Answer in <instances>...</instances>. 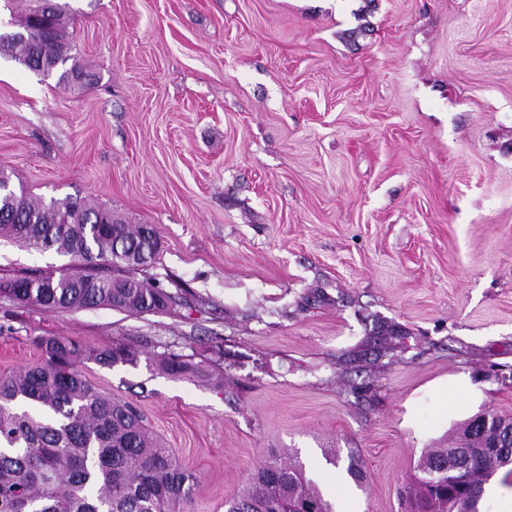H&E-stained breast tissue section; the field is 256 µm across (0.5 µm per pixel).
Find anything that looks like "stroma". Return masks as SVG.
<instances>
[{"label":"stroma","mask_w":512,"mask_h":512,"mask_svg":"<svg viewBox=\"0 0 512 512\" xmlns=\"http://www.w3.org/2000/svg\"><path fill=\"white\" fill-rule=\"evenodd\" d=\"M66 3L88 78L0 51V168L154 225L146 275L188 303L0 297V375L36 336L125 342L137 365L78 369L196 474L183 512H224L274 456L334 512H403L424 451L512 418V0ZM81 268L0 237V278ZM167 350L206 377L155 369Z\"/></svg>","instance_id":"stroma-1"}]
</instances>
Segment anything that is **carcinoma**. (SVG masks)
Listing matches in <instances>:
<instances>
[{
	"mask_svg": "<svg viewBox=\"0 0 512 512\" xmlns=\"http://www.w3.org/2000/svg\"><path fill=\"white\" fill-rule=\"evenodd\" d=\"M67 6L51 0L48 24L27 40L2 39L1 48L19 49L30 69L60 72L59 81L76 83L82 72L66 38ZM78 206L81 224H67ZM0 234L35 249H55L73 259L101 261L116 268L143 267L158 252L150 224L132 226L112 210L84 200L48 203L13 189L0 192ZM0 296L45 310L109 306L133 313L164 311L178 296L151 288L129 275L55 273L0 279ZM41 358L17 373L0 376V512H180L197 486L194 472L152 435L148 418L133 404L100 392L77 370L83 355L112 367L135 365L140 352L116 341L88 349L60 336L34 339ZM151 362L171 376L201 375L197 365L173 352ZM502 419L474 431L470 420L459 440L468 449L473 496L429 473L456 457L458 446L435 448L417 465L418 475L404 490L408 512H475L484 486L512 456L490 447ZM332 512L305 475L302 465L277 458L257 466L249 486L224 503L225 512Z\"/></svg>",
	"mask_w": 512,
	"mask_h": 512,
	"instance_id": "carcinoma-1",
	"label": "carcinoma"
}]
</instances>
